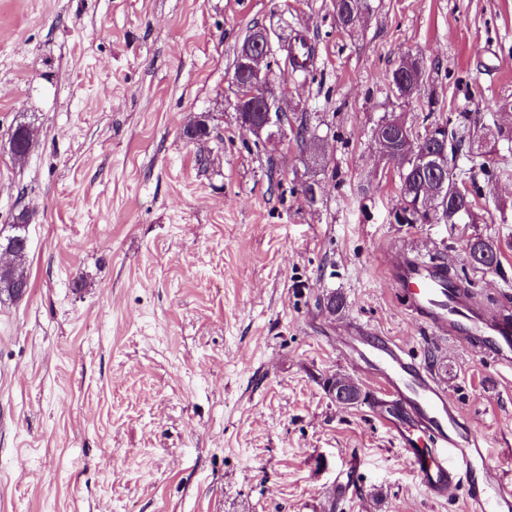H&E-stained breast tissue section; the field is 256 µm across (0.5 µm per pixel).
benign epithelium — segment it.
I'll return each mask as SVG.
<instances>
[{
	"mask_svg": "<svg viewBox=\"0 0 512 512\" xmlns=\"http://www.w3.org/2000/svg\"><path fill=\"white\" fill-rule=\"evenodd\" d=\"M270 54L269 36L262 29L258 30L240 54L238 63L241 67L233 73V83L237 87L234 109L241 126L251 131L257 138L270 141L274 130L282 129L285 117L278 110L279 100L266 87V78L257 63ZM447 154V143L443 142L435 130L420 134L419 163L430 174V181L443 184V158ZM326 393L335 402L352 406L362 400L363 392L359 384L348 380L346 388L336 390L335 378L325 384Z\"/></svg>",
	"mask_w": 512,
	"mask_h": 512,
	"instance_id": "1",
	"label": "benign epithelium"
}]
</instances>
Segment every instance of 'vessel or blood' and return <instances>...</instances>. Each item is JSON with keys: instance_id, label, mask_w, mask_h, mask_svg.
Returning <instances> with one entry per match:
<instances>
[{"instance_id": "obj_1", "label": "vessel or blood", "mask_w": 512, "mask_h": 512, "mask_svg": "<svg viewBox=\"0 0 512 512\" xmlns=\"http://www.w3.org/2000/svg\"><path fill=\"white\" fill-rule=\"evenodd\" d=\"M389 278L402 295L408 311L443 336L466 339L469 346L498 366L512 371V311L485 310L468 290L449 282L444 263L408 257L392 266ZM362 361L373 368L398 412L414 414L418 423L433 431L439 446L453 448L482 461L483 471L494 467L484 456L481 434L462 422L445 389L410 361L399 344L375 332L353 338ZM408 461L424 489L435 496L454 486L451 462L436 448H418L403 436ZM467 512H512V481L484 479L467 494Z\"/></svg>"}]
</instances>
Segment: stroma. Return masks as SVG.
Masks as SVG:
<instances>
[{
    "label": "stroma",
    "mask_w": 512,
    "mask_h": 512,
    "mask_svg": "<svg viewBox=\"0 0 512 512\" xmlns=\"http://www.w3.org/2000/svg\"><path fill=\"white\" fill-rule=\"evenodd\" d=\"M333 2L0 0V230L33 214L30 287L0 296V512H463L477 461L446 496L417 483L389 397L345 344L361 327L446 389L512 480V373L432 331L388 277L420 256L512 308V112L492 107L512 100V0H370L351 31ZM255 25L288 114L269 143L233 108ZM298 37L305 72L286 60ZM409 53L432 105L386 93ZM391 113L502 129L486 139L502 173L471 216L399 221L373 138ZM203 114L212 137L189 142ZM20 122L37 132L22 162ZM477 237L499 270L468 263ZM334 375L359 404L327 396ZM480 251L481 254H486L487 258L489 260V264H491V267H486L482 264L473 263L470 262V265H472L476 269L481 270H487V271H493L497 270L500 267L501 263V253L499 248L496 244H494L492 241L482 238H475L474 240H471L467 242L466 244V252L468 257V251ZM345 382L348 386L347 388L341 389L340 393L336 395V385L342 382ZM325 391L328 394V396L335 402L346 405V406H352L358 404L362 400L363 392L360 388L359 384L351 381V380H345L342 378L336 377H330L328 379L327 384L325 383Z\"/></svg>",
    "instance_id": "35a3bbf8"
}]
</instances>
